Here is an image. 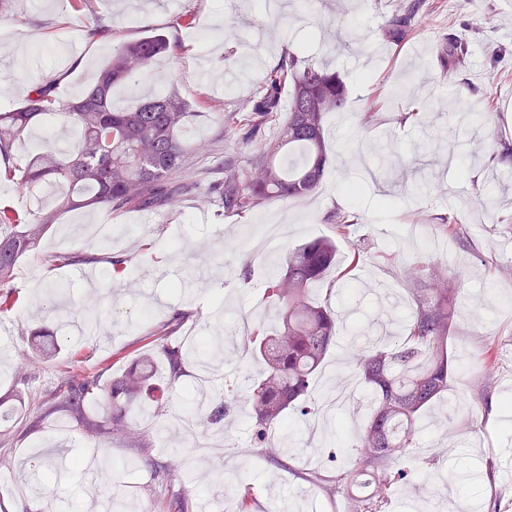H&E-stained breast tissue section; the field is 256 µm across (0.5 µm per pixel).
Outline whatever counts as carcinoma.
<instances>
[{"instance_id": "carcinoma-1", "label": "carcinoma", "mask_w": 512, "mask_h": 512, "mask_svg": "<svg viewBox=\"0 0 512 512\" xmlns=\"http://www.w3.org/2000/svg\"><path fill=\"white\" fill-rule=\"evenodd\" d=\"M427 0H398L385 35L405 39L425 13ZM178 45L152 33L113 50L98 69L93 83L73 101L53 95L54 85L33 86L25 102L0 110V157L9 155L22 136L50 115L75 131L65 149L49 148L8 169L7 179L19 188L52 184L64 188L58 211L99 207L110 212L131 207H162L183 189L182 175L198 144L183 133L190 123V104L175 92H159L124 111L112 105V87L145 74L161 54L174 55ZM468 46L461 41L439 45L442 69L454 73ZM290 90L288 113L278 121L281 92ZM348 89L338 73L313 63L302 53L287 50L263 78L259 93L237 112L216 113L224 133L250 150L248 167L224 160V180L212 188L224 210L242 214L270 201H291L312 195L329 165L325 120L347 106ZM280 122L274 139L265 137L268 125ZM56 213L37 210L22 220L0 210V286L7 287L17 261L35 250ZM336 257V242L314 238L291 250L285 274L266 288L277 312V326L252 329L247 349L263 362L256 379H248L246 409L252 419L255 445L268 447L270 438L295 408L303 416L316 413L308 402L312 378L336 342L339 327L328 305L311 297ZM411 273L429 279L427 292L414 293V306L405 324L406 340L391 349L368 345L348 354L349 364L373 393L368 421L347 447L359 468L340 473L338 489L347 490L366 472L375 477L374 494L384 497L405 479L392 471L395 461L415 447L422 412L448 391L456 357L449 351L453 301L440 263L414 265ZM186 313L174 312L159 331L156 352L164 360L168 381L175 385L188 356L176 339ZM154 357L138 358L126 374L105 382L102 376L70 371L39 403L50 414L64 409L80 421L88 396L100 395L99 405L112 413V430L135 434L137 421L157 417L161 405L149 403Z\"/></svg>"}]
</instances>
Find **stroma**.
<instances>
[{"label": "stroma", "mask_w": 512, "mask_h": 512, "mask_svg": "<svg viewBox=\"0 0 512 512\" xmlns=\"http://www.w3.org/2000/svg\"><path fill=\"white\" fill-rule=\"evenodd\" d=\"M430 26L402 45L384 37L395 0H290L268 22L256 0H11L0 28L18 34L15 45L0 49V110L19 106L42 77L54 79L58 99L73 98L89 83L113 48L158 31L176 41L178 57H159L145 78L118 87L122 107L154 91H173L191 103L195 115L185 135L200 144L186 171L191 181L220 183L225 156L246 161L247 150L226 137L214 119L238 111L254 97L263 75L287 47L304 48L317 63L336 71L348 87L346 113H330L326 140L333 165L320 188L298 202H272L246 216L225 212L217 197L200 199L198 191L179 193L160 211L117 212L82 209L59 214L34 253L22 256L10 283L12 307L0 313V407L12 410L0 421V512H42L41 494L16 482L34 449L54 447L51 429L67 420L64 451L72 466L54 478L55 500L70 512H98L104 502L117 512H159L174 497L192 507L210 501L221 512H348L347 498L336 490L346 469L338 442L339 428L314 437L296 411L285 419L293 430L288 447L276 456L255 447L252 422L235 408L220 424L209 426L211 449L199 453L191 438L171 427L175 414L191 413L195 393L193 365H186L175 386H168L164 366L153 384L165 391L163 422L139 421L136 436L112 431V418L99 409L98 397L85 405V422L66 412L38 419L30 403L55 390L64 371L123 375L144 352L154 349L161 324L175 310L190 315L182 334L221 337L230 353L220 367L224 381L258 375L261 365H238L244 344L239 326L257 320L266 308L268 281L280 277L288 249L313 237L334 239L337 263L315 286L318 301L328 302L340 319V336L312 382V396L324 401L337 389L356 392L362 407L356 422L370 415L372 394L345 363L351 344L378 335V321L388 333L405 334L415 280L407 266L418 259L452 258L448 285L462 301L455 308L450 347L458 356L455 375L440 403L421 419L417 446L397 461L407 479L388 499L389 512H470L477 498L493 512H512V483L502 478L503 449H512V159L490 161L499 140L512 142V0H429ZM345 10L355 20L356 44L337 23ZM99 22L106 36L88 37L86 25ZM468 41L465 65L454 78L442 75L436 41ZM421 72L426 85L413 96L390 102L403 77ZM464 96L473 107L489 105L486 119L448 110L425 111L429 99ZM382 103L377 123L361 129L369 101ZM377 170L356 199L344 195L346 179H358L362 163ZM494 203L479 212L475 194ZM396 198L392 208L382 199ZM56 194L40 187L19 190L0 179V208L26 215L36 207L54 209ZM352 212L357 222L339 234L329 215ZM451 214L465 225L463 238L437 234L438 218ZM113 229L114 266L102 260L92 228ZM280 236L263 257L242 265L240 253L265 226ZM363 258L353 262L354 247ZM93 257L94 284L81 277L82 265H63V251ZM64 294H51L53 284ZM100 310L96 335L79 334L90 306ZM59 338L52 360L34 369L21 365L35 342V331ZM493 376L484 380V365ZM187 458L177 468L178 458ZM479 472V483L452 481L463 471Z\"/></svg>", "instance_id": "1"}]
</instances>
